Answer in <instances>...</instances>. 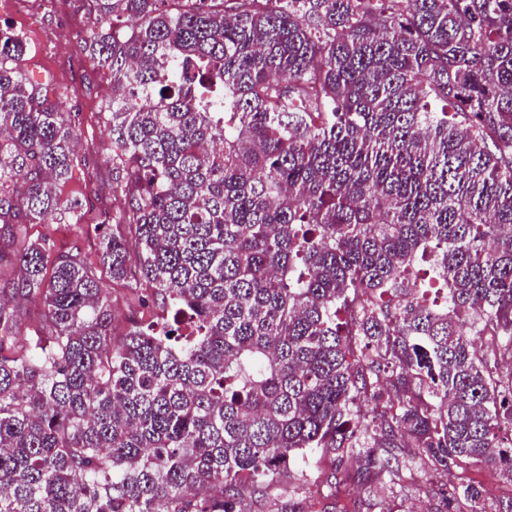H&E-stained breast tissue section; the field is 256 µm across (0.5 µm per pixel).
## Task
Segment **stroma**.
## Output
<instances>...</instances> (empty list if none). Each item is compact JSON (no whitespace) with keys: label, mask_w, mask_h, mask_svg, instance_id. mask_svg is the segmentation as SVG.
<instances>
[{"label":"stroma","mask_w":512,"mask_h":512,"mask_svg":"<svg viewBox=\"0 0 512 512\" xmlns=\"http://www.w3.org/2000/svg\"><path fill=\"white\" fill-rule=\"evenodd\" d=\"M93 16L92 0H29L25 10L0 11V27L19 31L28 44L26 54L16 62L17 69L43 73L51 90L64 95L75 117L77 145L72 175L58 186L57 193L63 202H81L85 221L92 225L99 222L101 213L111 209L113 201L112 170L103 162L112 148V135L98 109L101 101L112 96V77L77 47L79 37L89 36ZM27 235L50 238L57 253L78 247L91 255L98 244L95 232L74 237L56 215L45 223L28 225ZM356 469L353 459L347 457L339 462L334 454L316 448L304 460L291 464L287 472L266 482L261 493H254L247 479L241 490L244 497L257 498V512H281L292 492L304 498L309 512H322L327 503V482L334 476L350 481L349 494L343 500L347 512H441L442 488L462 479L486 488V512H499L502 503L512 499V485L478 464L454 470L448 476L413 464L410 476L386 495L354 482Z\"/></svg>","instance_id":"1"}]
</instances>
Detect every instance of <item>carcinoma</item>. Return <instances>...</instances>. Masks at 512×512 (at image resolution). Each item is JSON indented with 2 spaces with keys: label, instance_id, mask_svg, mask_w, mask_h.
<instances>
[{
  "label": "carcinoma",
  "instance_id": "carcinoma-1",
  "mask_svg": "<svg viewBox=\"0 0 512 512\" xmlns=\"http://www.w3.org/2000/svg\"><path fill=\"white\" fill-rule=\"evenodd\" d=\"M94 2L119 205L49 278L51 240L0 225V512H245L239 478L312 448L384 492L402 448L512 482V0ZM24 52L1 27L0 216L78 237L76 123ZM133 267L164 315L116 336Z\"/></svg>",
  "mask_w": 512,
  "mask_h": 512
}]
</instances>
